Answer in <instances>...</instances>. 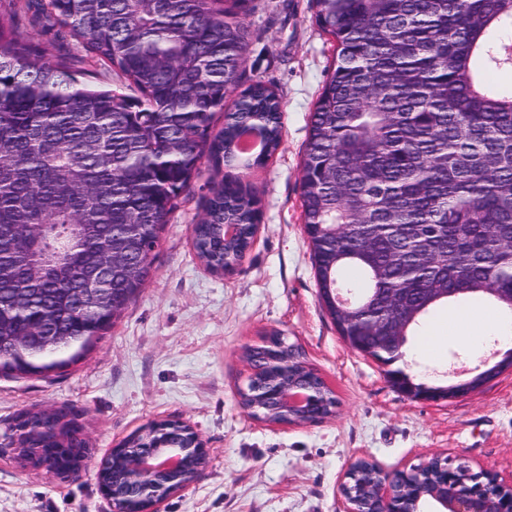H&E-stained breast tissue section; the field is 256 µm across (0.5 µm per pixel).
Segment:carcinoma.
<instances>
[{
    "label": "carcinoma",
    "mask_w": 512,
    "mask_h": 512,
    "mask_svg": "<svg viewBox=\"0 0 512 512\" xmlns=\"http://www.w3.org/2000/svg\"><path fill=\"white\" fill-rule=\"evenodd\" d=\"M30 0H0V371L41 373L39 361L85 348L113 325L148 275L145 257L206 158L221 166L263 163L280 147L279 96L257 82L230 111L250 40L247 0H40L51 29L73 52L36 58L25 23ZM336 43L333 66L310 116L301 167L303 224L320 288L357 301L404 292L407 334L440 309L427 288H499L481 299L509 310L512 297V92L492 75L512 70V0H312ZM92 63L118 88L80 87ZM224 126L213 131L217 115ZM260 133L244 156L241 134ZM256 195L213 182L195 228L197 257L216 271L242 257L259 223ZM226 224L239 226L223 238ZM330 224L346 228L331 232ZM112 251L102 308L78 306L77 289ZM37 327L66 342L38 352L16 342ZM360 352L405 381L401 348ZM43 461L80 448L57 411L27 432Z\"/></svg>",
    "instance_id": "carcinoma-1"
}]
</instances>
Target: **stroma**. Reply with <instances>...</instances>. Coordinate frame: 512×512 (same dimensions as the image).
I'll return each instance as SVG.
<instances>
[{"label":"stroma","mask_w":512,"mask_h":512,"mask_svg":"<svg viewBox=\"0 0 512 512\" xmlns=\"http://www.w3.org/2000/svg\"><path fill=\"white\" fill-rule=\"evenodd\" d=\"M240 87L260 81L283 103L280 149L251 169L222 168L260 199L255 242L231 272L198 260L191 226L203 213L214 172L208 161L162 232L144 288L75 362L48 376L0 373V512H112L96 466L115 444L157 419H179L202 437L209 465L160 512H344V474L360 457L388 472L439 455L472 471L512 478V372L472 393L420 401L396 391L377 361L349 348L321 304L302 223L300 167L310 113L333 65L334 42L310 0H252ZM287 336L302 361L336 393L335 416L286 427L253 418L239 404L247 347ZM408 337L404 368L417 381H465L499 349L450 339L438 361ZM64 410L89 448L77 474L20 463L3 440L24 414Z\"/></svg>","instance_id":"stroma-1"}]
</instances>
